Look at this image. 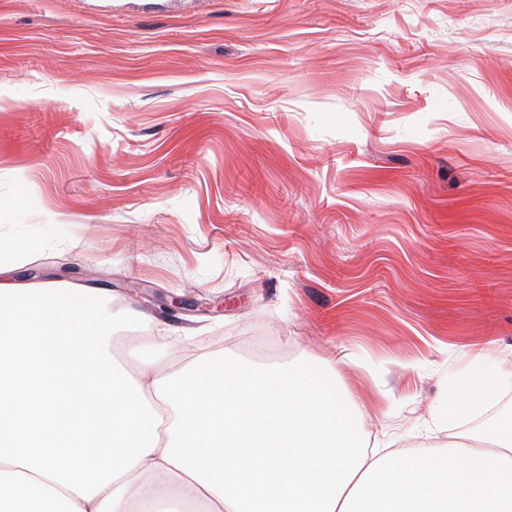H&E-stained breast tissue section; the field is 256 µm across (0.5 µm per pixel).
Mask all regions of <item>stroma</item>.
<instances>
[{"label": "stroma", "mask_w": 512, "mask_h": 512, "mask_svg": "<svg viewBox=\"0 0 512 512\" xmlns=\"http://www.w3.org/2000/svg\"><path fill=\"white\" fill-rule=\"evenodd\" d=\"M22 238L120 344L337 357L371 436L429 444L467 353L512 368V0H0Z\"/></svg>", "instance_id": "1"}]
</instances>
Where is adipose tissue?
<instances>
[{
	"instance_id": "ef3b65f1",
	"label": "adipose tissue",
	"mask_w": 512,
	"mask_h": 512,
	"mask_svg": "<svg viewBox=\"0 0 512 512\" xmlns=\"http://www.w3.org/2000/svg\"><path fill=\"white\" fill-rule=\"evenodd\" d=\"M37 248L0 245V512H512V420L456 431L512 389L490 349L399 455L335 360L123 356L99 291L18 286Z\"/></svg>"
}]
</instances>
